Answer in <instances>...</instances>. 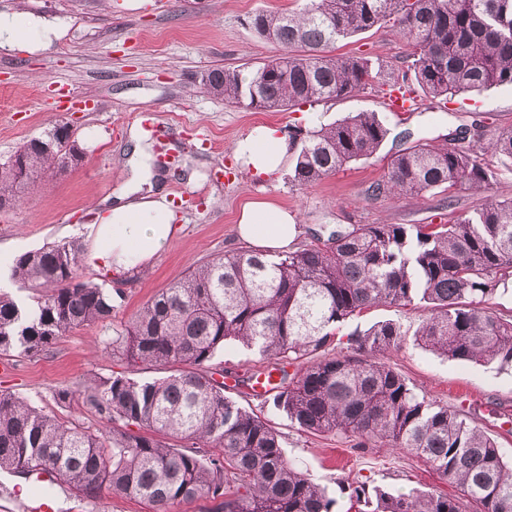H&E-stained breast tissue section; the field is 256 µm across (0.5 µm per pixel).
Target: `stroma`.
<instances>
[{"instance_id": "35a3bbf8", "label": "stroma", "mask_w": 512, "mask_h": 512, "mask_svg": "<svg viewBox=\"0 0 512 512\" xmlns=\"http://www.w3.org/2000/svg\"><path fill=\"white\" fill-rule=\"evenodd\" d=\"M304 0H0V13L21 12L60 26L58 38L40 49L0 50V158L23 142L59 123H71L85 152L82 163L29 190L20 205L0 210V290L23 305L36 293L11 278L14 260L54 243L80 246L84 279L107 283L116 291L112 317L61 337L47 353L0 355V390H7L62 420L97 429L99 418L82 400L58 402V390L83 391L126 364L106 354L107 341L150 297L190 268L246 250L237 234L238 214L249 201L271 200L298 212L303 233L297 246L326 241L330 232L357 224H445L473 211L483 191H434L398 200L373 198L369 186L381 179L387 158L403 148L396 135L410 129L432 144L468 125L481 112L493 128L512 127V87L495 86L456 97L447 105L421 96L417 109L389 111V86L377 85L355 96L266 112L228 104L202 90L216 68H249L281 54L276 44L259 39L248 20L258 12L299 11ZM409 48L390 26L337 41L336 57L367 56L385 71L401 74ZM152 124H138L143 111ZM358 112L377 113L391 129L373 157L349 164L319 183L302 188L283 172L271 178L245 172L232 157L234 141L260 125L291 129L330 124ZM139 125L152 147L163 148L166 192L179 219L172 241L145 267L114 274L93 265L90 224L97 221V201L111 196L125 180L123 156L130 126ZM417 391L442 405L462 409L512 458V368L450 361L406 342L384 356ZM267 362L257 351L226 342L209 362L226 375L254 373ZM249 411L272 422L288 459L325 487L347 512L343 489L364 481L394 494L430 491L460 497L424 458L377 446L357 447L336 433L312 435L297 429L264 398L239 395ZM58 512H150L135 499L105 493L95 503L75 497L69 488L56 493Z\"/></svg>"}]
</instances>
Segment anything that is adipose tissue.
Listing matches in <instances>:
<instances>
[{"mask_svg": "<svg viewBox=\"0 0 512 512\" xmlns=\"http://www.w3.org/2000/svg\"><path fill=\"white\" fill-rule=\"evenodd\" d=\"M56 35L53 23L16 14L0 15V47L28 46L32 39L49 44ZM133 149L128 158L131 178L113 202L100 211L91 228L97 243L92 258L97 266L120 274L152 260L171 241L177 214L166 192L147 189L151 178L149 147L138 129H131ZM291 142L285 130L261 126L234 144V158L257 177L280 173L288 163ZM241 240L274 256L286 251L300 234L296 215L268 200L245 203L238 220Z\"/></svg>", "mask_w": 512, "mask_h": 512, "instance_id": "obj_1", "label": "adipose tissue"}]
</instances>
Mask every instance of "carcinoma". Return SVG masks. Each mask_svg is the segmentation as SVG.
Instances as JSON below:
<instances>
[{"instance_id":"obj_1","label":"carcinoma","mask_w":512,"mask_h":512,"mask_svg":"<svg viewBox=\"0 0 512 512\" xmlns=\"http://www.w3.org/2000/svg\"><path fill=\"white\" fill-rule=\"evenodd\" d=\"M392 22L410 53L402 81L426 96L512 87V0H307L299 13L251 17L256 36L286 53L244 73L212 70L204 90L261 111L315 105L371 88L384 76L365 56L327 54L338 39ZM390 134L375 112L313 128L292 142L291 179L311 186L372 157ZM54 126L24 142L35 183L60 170ZM497 160L491 165L483 155ZM512 170V129H487L477 114L450 143L418 142L395 152L376 198L435 190H487L499 168ZM23 190L0 171V199ZM81 249L64 242L18 257L12 276L42 289L21 307L0 293V353L47 352L74 329L112 317V293L81 279ZM512 278V200L486 197L450 224H357L323 245L270 260L253 251L225 254L158 291L123 325L119 348L129 372L87 386L83 403L100 417L90 430L61 421L0 390V470L26 477L50 469L82 499L107 492L171 512L205 499L209 512H331L323 487L286 458L267 420L226 394L204 369L229 340L271 360L279 377L265 400L303 432H338L422 456L458 486L474 512H512V461L461 411L417 393L381 356L406 336L456 361L512 367V316L484 303ZM429 309L409 332L386 320L347 335L346 351L318 352L340 327L378 306ZM298 363L291 374L286 366ZM169 369L159 379L141 367ZM358 512H460L459 502L428 492L393 494L364 482L351 488Z\"/></svg>"}]
</instances>
